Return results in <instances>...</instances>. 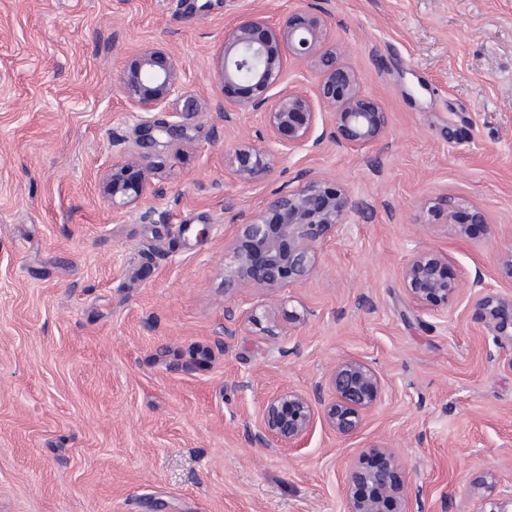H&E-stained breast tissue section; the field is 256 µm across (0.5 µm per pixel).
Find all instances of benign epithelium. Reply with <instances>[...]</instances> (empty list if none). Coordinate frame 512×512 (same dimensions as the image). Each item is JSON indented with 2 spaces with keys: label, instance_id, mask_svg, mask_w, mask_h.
<instances>
[{
  "label": "benign epithelium",
  "instance_id": "benign-epithelium-1",
  "mask_svg": "<svg viewBox=\"0 0 512 512\" xmlns=\"http://www.w3.org/2000/svg\"><path fill=\"white\" fill-rule=\"evenodd\" d=\"M326 11L307 8L271 24L260 16L240 19L224 34L220 57L221 80L226 86H244L249 96L229 111L222 103L186 95L182 69L164 47L149 46L124 70L120 92L132 108L144 135L137 149L112 162L102 182V193L112 207L122 210L149 196H159L151 181L154 164L174 144L190 141L188 121L198 112H214L222 130L237 124L239 111L257 112L266 136L259 141L241 140L232 153V172L237 182L252 185L270 177L273 158L312 153L324 142L318 127L330 126L336 144L358 154L382 143L390 115L382 104L363 93L356 73L327 46ZM318 75L312 92L284 85L288 69ZM173 100L184 101L173 121L157 122L150 114L164 110ZM360 202L344 187L330 188L311 179L288 191H274L263 208L230 214L232 255L224 266V287L255 288L273 294L290 284H299L315 270L317 249L330 239L344 235ZM403 280L413 305L436 316L461 294L458 282L448 276V252L417 251L405 264ZM486 319L502 336L512 337V319L502 317L504 301L494 294L482 298ZM250 311H224V336L232 337ZM387 385L376 369L359 358L336 363L325 380L312 390L288 389L263 404L254 442L297 444L324 423L337 435L355 437L364 419L379 404ZM362 452L376 462L362 467L351 461L344 481V512H415L422 487L406 485L397 475L398 453L373 444Z\"/></svg>",
  "mask_w": 512,
  "mask_h": 512
}]
</instances>
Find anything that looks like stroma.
<instances>
[{
	"instance_id": "stroma-1",
	"label": "stroma",
	"mask_w": 512,
	"mask_h": 512,
	"mask_svg": "<svg viewBox=\"0 0 512 512\" xmlns=\"http://www.w3.org/2000/svg\"><path fill=\"white\" fill-rule=\"evenodd\" d=\"M308 2L0 0V512H343L346 464L371 444L398 450L419 512H490L512 490V338L478 304L512 297V0H325L391 116L380 146L328 138L244 186L229 151L263 135L260 117L218 139L204 112L155 170L152 213L101 191L135 147L119 78L141 48L164 46L188 94L231 105L248 91L218 76L225 30ZM312 177L360 202L349 231L303 283L225 290V198L249 213ZM445 196L487 224L457 235L429 213ZM436 247L462 288L444 318L402 278ZM228 306L256 314L232 337ZM350 357L388 389L357 437L252 443L268 397Z\"/></svg>"
}]
</instances>
